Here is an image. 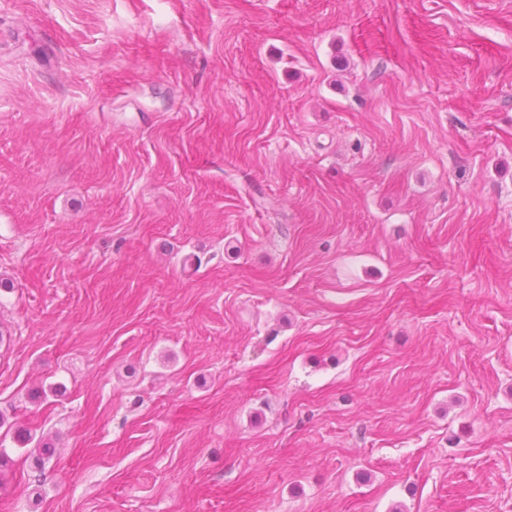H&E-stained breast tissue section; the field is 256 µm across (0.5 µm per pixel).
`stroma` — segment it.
Returning a JSON list of instances; mask_svg holds the SVG:
<instances>
[{
  "instance_id": "1",
  "label": "stroma",
  "mask_w": 512,
  "mask_h": 512,
  "mask_svg": "<svg viewBox=\"0 0 512 512\" xmlns=\"http://www.w3.org/2000/svg\"><path fill=\"white\" fill-rule=\"evenodd\" d=\"M0 512H512V0H0Z\"/></svg>"
}]
</instances>
